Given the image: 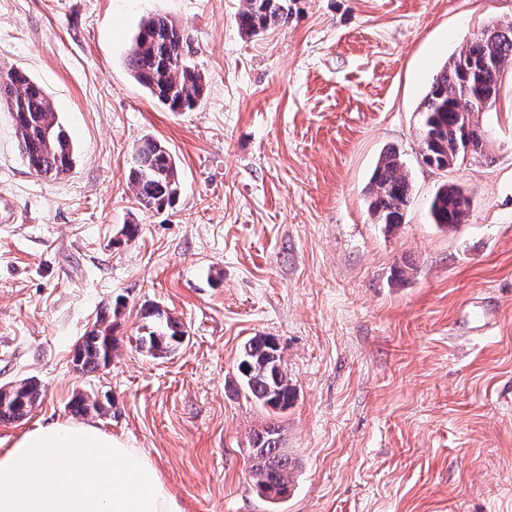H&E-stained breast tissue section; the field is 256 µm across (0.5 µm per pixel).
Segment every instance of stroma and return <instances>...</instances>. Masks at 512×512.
Returning a JSON list of instances; mask_svg holds the SVG:
<instances>
[{
  "mask_svg": "<svg viewBox=\"0 0 512 512\" xmlns=\"http://www.w3.org/2000/svg\"><path fill=\"white\" fill-rule=\"evenodd\" d=\"M240 8L0 0V68L43 86L76 149L66 175L35 174L0 109V386L42 391L0 423V451L74 421L81 394L105 405L87 423L145 454L184 512H270L248 474L269 417L237 373L244 343L269 336L296 389L282 512H512V75L482 116V153L450 173L418 153L433 75L512 22V0H294L287 25L256 36ZM155 14L191 37L206 79L194 111H167L128 65ZM147 137L176 159L173 209L136 203L128 167ZM392 148L412 193L388 233L368 188ZM448 180L471 200L452 231L428 212ZM478 298L497 311L492 336L454 339ZM118 299L110 364L76 372L81 337ZM151 303L185 331L164 358L136 344Z\"/></svg>",
  "mask_w": 512,
  "mask_h": 512,
  "instance_id": "35a3bbf8",
  "label": "stroma"
}]
</instances>
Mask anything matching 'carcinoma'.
Returning <instances> with one entry per match:
<instances>
[{"mask_svg":"<svg viewBox=\"0 0 512 512\" xmlns=\"http://www.w3.org/2000/svg\"><path fill=\"white\" fill-rule=\"evenodd\" d=\"M290 0H244L238 13L241 29L256 35L288 22ZM188 33L162 14L145 19L129 54L135 79L170 112H191L205 90L202 74L187 59ZM512 70V23L485 30L480 37L456 53L432 78L422 100L419 136L433 134L422 161L440 167L448 160L461 162L467 155L480 154L484 130L479 117L484 114L481 100H497L502 76ZM0 101L15 105L11 113L18 148L28 167L36 174L56 178L68 173L74 164L75 148L65 127L53 111L45 91L23 71H0ZM128 179L135 188V199L148 211L174 206L179 196L180 178L171 151L160 141L147 138L135 150ZM411 198L408 170L395 150L382 155L369 185L368 211L373 223L387 232L405 221ZM470 203L455 183H442L433 195L429 213L440 228L456 229L466 223ZM147 324L137 336L138 347L160 358L174 352L185 332L159 307L144 310ZM269 336H255L244 343L238 372L244 397L274 415L288 410L295 399V388L281 364L279 348ZM115 339L112 320L105 313L93 329L81 338L74 363L79 372L92 373L112 359ZM38 384L30 379L16 382L7 393H0V423L26 417L41 401ZM281 425L269 422L252 434L250 445L258 449L249 471L252 488L271 508L279 507L288 496L298 465L283 448Z\"/></svg>","mask_w":512,"mask_h":512,"instance_id":"carcinoma-1","label":"carcinoma"}]
</instances>
